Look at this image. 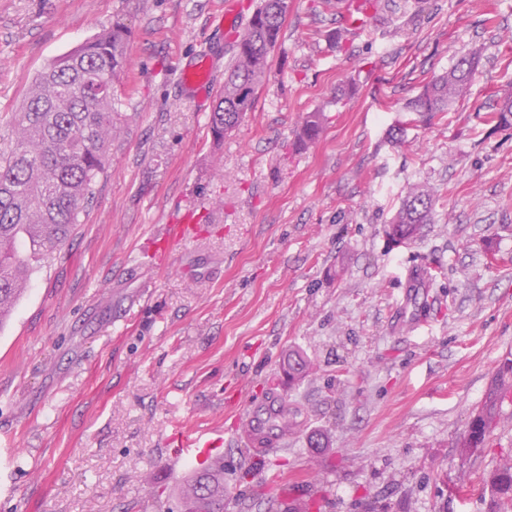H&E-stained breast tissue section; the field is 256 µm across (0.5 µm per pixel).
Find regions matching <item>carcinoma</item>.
Segmentation results:
<instances>
[{"label": "carcinoma", "instance_id": "cac0c4a2", "mask_svg": "<svg viewBox=\"0 0 512 512\" xmlns=\"http://www.w3.org/2000/svg\"><path fill=\"white\" fill-rule=\"evenodd\" d=\"M370 8H384L382 0H361L346 20V29L364 26ZM287 12L288 0H260L247 31L236 42L233 60L224 70V92L210 114L216 142L253 110ZM127 33L123 23L114 22L111 29L52 61L28 90L13 147L0 151V328L30 272L68 240L84 205L95 195L117 123L114 83L122 74ZM480 61L474 52L432 77L411 102L410 111L430 117L445 114L466 94ZM510 117L512 92H505L485 121L501 124ZM434 206L427 192L410 191L387 225L388 239H416L422 225L430 223ZM509 398L512 358L506 357L458 440L463 452L485 447ZM489 484L495 498L512 502V464L497 469ZM226 510L224 469L193 472L182 512Z\"/></svg>", "mask_w": 512, "mask_h": 512}]
</instances>
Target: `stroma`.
Here are the masks:
<instances>
[{
    "label": "stroma",
    "instance_id": "1",
    "mask_svg": "<svg viewBox=\"0 0 512 512\" xmlns=\"http://www.w3.org/2000/svg\"><path fill=\"white\" fill-rule=\"evenodd\" d=\"M224 2L0 0V148L52 60L128 29L95 198L0 329V512H180L179 428L223 432L228 512H512L488 487L512 402L480 456L454 445L512 354V123L481 120L512 91V0H399L347 32L350 0H288L255 107L218 146L212 104L258 0L231 25ZM475 51L463 100L409 112ZM204 57L203 93L180 74ZM416 186L431 221L391 246ZM275 397L288 431L260 456L240 416Z\"/></svg>",
    "mask_w": 512,
    "mask_h": 512
}]
</instances>
